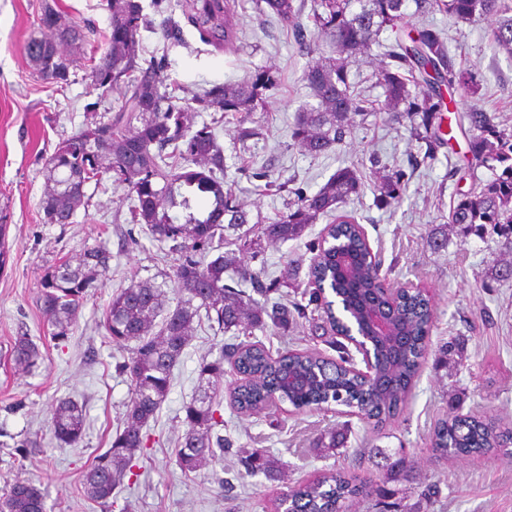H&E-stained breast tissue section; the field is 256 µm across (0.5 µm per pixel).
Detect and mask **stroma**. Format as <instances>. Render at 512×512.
Masks as SVG:
<instances>
[{
    "label": "stroma",
    "mask_w": 512,
    "mask_h": 512,
    "mask_svg": "<svg viewBox=\"0 0 512 512\" xmlns=\"http://www.w3.org/2000/svg\"><path fill=\"white\" fill-rule=\"evenodd\" d=\"M146 21L140 30L139 58L163 62L161 74L171 94L187 101L216 84L254 80L267 67L278 70L277 84L265 91L266 107L253 120L263 127L260 139L241 145L234 114L193 112L194 125L210 124L224 151V181L242 202L250 221L275 218L293 200L294 189L314 193L337 168H370L372 157L409 171L401 200L378 208L372 187L360 199L341 205L356 217L379 251L391 284L412 282L430 292L435 315L429 354L399 416L382 426L333 412L243 417L229 402L216 414V431L233 443V454L219 457L196 475H184L176 463V446L186 431L184 405L198 393L202 359H214L230 335L210 322L196 323L172 374L170 391L145 428L148 447L134 459L135 484L118 488L107 506L85 499L82 475L94 456L109 447L132 393L120 365L132 343L110 342L101 326L113 293L134 281L162 284L168 309L181 299L169 243L156 241L144 225L134 223L126 186L112 177L86 184L85 205L72 223H46L42 201L48 190L44 163L55 147L78 132L87 117L108 118L120 105L124 86L109 92L92 87L89 58L101 54L111 31L110 0H0V219L9 226L8 263L0 270V492L18 479L43 489L46 512H275L286 487L306 483L321 473L351 470L361 459L372 480L369 495L356 498L345 512H512V455L436 458L430 434L440 418L471 412L512 425V278L485 290L482 275L498 258L497 236L440 239L442 218L460 195L478 191L489 172H470L466 142L455 134L425 159L426 146L411 137L407 121L377 112L356 124L344 142L319 156L304 152L291 131L295 117L312 97L303 80L312 59L299 50L280 22L261 15L256 0H234L240 39L217 49L201 41L178 0H140ZM409 26L429 25L445 38L457 63L477 76L479 105L512 129V58L496 51L486 37L488 21L466 23L445 13L419 15L406 0ZM63 23L90 33L84 55L69 67L60 84L43 78L26 56L25 45L41 36L46 11ZM285 182L281 194L267 190L266 178ZM331 217L319 218L302 239L244 256L253 271L280 276L292 266L305 276L312 257L308 242L321 238ZM101 245L111 254L103 283L81 304L67 340L51 339L36 305L45 271L63 260L77 261L88 248ZM39 345L43 359L30 372L15 371L10 349L19 335ZM271 352L315 349L334 356L325 336L299 320L288 335L254 331ZM82 404L85 435L79 447L59 444L50 433L58 400ZM333 430L344 436L336 456L323 457L315 441ZM24 451H17L21 441ZM260 450L284 462V474H249L237 453ZM405 453L414 478L390 476L388 461ZM436 486L430 501L420 492Z\"/></svg>",
    "instance_id": "1"
}]
</instances>
